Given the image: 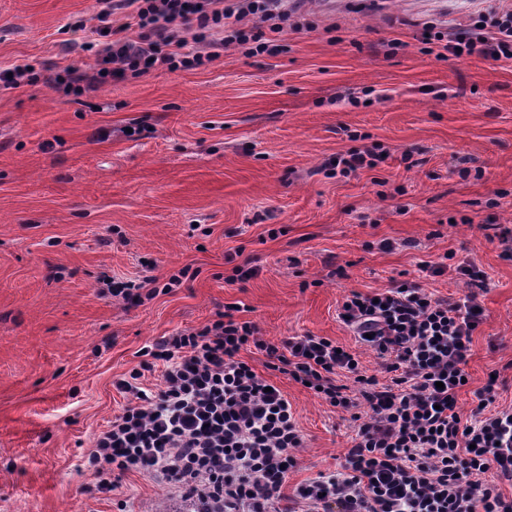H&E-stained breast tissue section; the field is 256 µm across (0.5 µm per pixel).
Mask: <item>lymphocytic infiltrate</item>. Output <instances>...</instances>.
I'll list each match as a JSON object with an SVG mask.
<instances>
[{
	"label": "lymphocytic infiltrate",
	"mask_w": 512,
	"mask_h": 512,
	"mask_svg": "<svg viewBox=\"0 0 512 512\" xmlns=\"http://www.w3.org/2000/svg\"><path fill=\"white\" fill-rule=\"evenodd\" d=\"M88 48L94 82L156 68L190 69L217 50L273 54L294 11L288 0H97ZM129 8L136 38L118 36L115 10ZM437 60L465 54L512 60V11L479 15L465 28L423 30ZM208 52H200V45ZM468 290L440 298L406 279L371 294L349 292L338 320L371 349L379 373L357 352L322 336L264 340L253 322L232 313L199 329L164 336L145 348L138 368L116 382L127 403L85 458L94 492L114 491L137 472L176 487L204 512H512V405L498 403V381L458 410L473 335L485 315L487 286L472 265L459 267ZM255 348L262 368L241 359ZM161 370L164 386L142 384ZM308 385L355 435L334 470L289 485L304 440L291 403L270 373Z\"/></svg>",
	"instance_id": "1"
}]
</instances>
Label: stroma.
<instances>
[{
    "label": "stroma",
    "mask_w": 512,
    "mask_h": 512,
    "mask_svg": "<svg viewBox=\"0 0 512 512\" xmlns=\"http://www.w3.org/2000/svg\"><path fill=\"white\" fill-rule=\"evenodd\" d=\"M276 54L229 47L197 69L150 70L67 94L50 76L93 72L96 0H0V67L34 64L0 91V512H183L139 473L111 494L83 463L127 399L115 382L142 348L238 303L274 344L324 336L350 291L419 278L440 297L485 272V319L459 396L491 372L512 403V60L424 54L425 23L459 27L512 0H297ZM81 31H73L76 22ZM380 145L349 175L330 161ZM452 260H445V253ZM447 261L420 274L422 261ZM254 274L231 282L236 266ZM181 284L170 285L174 274ZM144 297L113 296V282ZM304 435L296 485L335 468L352 425L271 377Z\"/></svg>",
    "instance_id": "obj_1"
}]
</instances>
